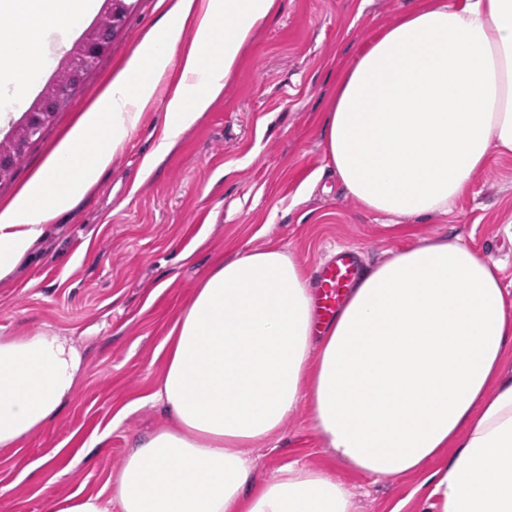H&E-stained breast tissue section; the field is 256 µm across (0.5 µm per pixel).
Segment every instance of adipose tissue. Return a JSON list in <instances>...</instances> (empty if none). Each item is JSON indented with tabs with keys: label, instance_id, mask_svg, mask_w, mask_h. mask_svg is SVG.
Returning <instances> with one entry per match:
<instances>
[{
	"label": "adipose tissue",
	"instance_id": "adipose-tissue-1",
	"mask_svg": "<svg viewBox=\"0 0 512 512\" xmlns=\"http://www.w3.org/2000/svg\"><path fill=\"white\" fill-rule=\"evenodd\" d=\"M95 0H0V85L33 87L48 23ZM277 0H178L56 151L0 208V278L96 184L176 74L153 171L206 112ZM192 39H185V31ZM347 195L388 216L444 215L495 156L512 155V0H421L343 72L324 126ZM149 402L168 418L138 438L108 499L50 512H358L335 474L291 465L252 488L250 448L308 406L339 465L405 477L431 460L432 512H512V292L499 264L435 238L366 270L318 329L305 265L279 248L213 267L170 327ZM83 357L44 330L0 337V450L17 448L71 398Z\"/></svg>",
	"mask_w": 512,
	"mask_h": 512
}]
</instances>
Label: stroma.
<instances>
[{
    "instance_id": "stroma-1",
    "label": "stroma",
    "mask_w": 512,
    "mask_h": 512,
    "mask_svg": "<svg viewBox=\"0 0 512 512\" xmlns=\"http://www.w3.org/2000/svg\"><path fill=\"white\" fill-rule=\"evenodd\" d=\"M175 2L139 0L77 95L0 181V206L68 142ZM281 3L223 93L150 177L141 166L163 135L170 79L95 186L58 217L29 261L0 279V336L51 330L84 358L74 398L19 448L0 452V512H49L53 497L108 493L134 438L165 421L146 401L163 369L160 346L193 289L225 257L276 246L314 274L342 246L368 266L421 238L457 235L501 263L512 289V157L492 159L448 214L404 217L396 226L347 196L326 165L323 108L338 74L416 0ZM95 22L45 29L38 89L53 85ZM250 454L257 484L298 463L335 470L360 512L420 510V477L375 479L335 465L304 407Z\"/></svg>"
}]
</instances>
